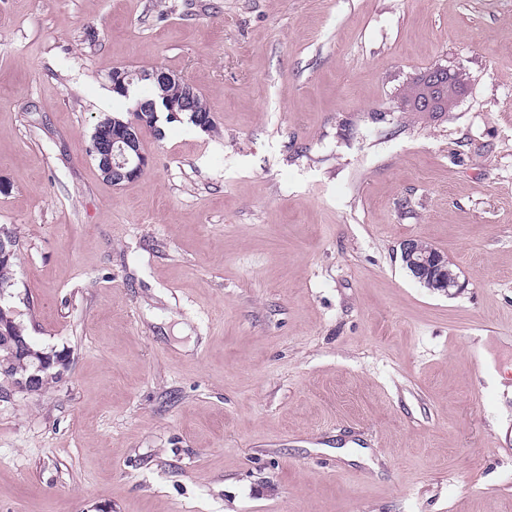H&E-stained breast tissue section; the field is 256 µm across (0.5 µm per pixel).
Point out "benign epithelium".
<instances>
[{
  "label": "benign epithelium",
  "instance_id": "benign-epithelium-1",
  "mask_svg": "<svg viewBox=\"0 0 512 512\" xmlns=\"http://www.w3.org/2000/svg\"><path fill=\"white\" fill-rule=\"evenodd\" d=\"M145 82L152 87L165 89L177 85L184 91L183 112L200 111L198 93L183 76L163 67L151 71L131 73L126 68L112 70V91L118 95H128V84L133 79ZM421 97L415 100H400L396 108L403 112L415 107L433 111L442 104L450 102L456 95L457 87L448 77V70L436 67L425 72L420 78ZM154 131V127L141 121L132 127L120 129L95 143L93 152L98 154L99 168L103 176L114 186L135 181L143 176L149 166V158L142 150L144 136ZM401 260L408 273L423 286L433 290L452 294L460 288L459 274L452 268L448 257L436 248H426L416 239H406L400 244ZM16 353L32 358V372L18 379L7 389L0 390V401L9 399L17 393L32 394L40 385L43 375L52 370L63 374L67 366V355L63 352L34 353L21 336L14 337Z\"/></svg>",
  "mask_w": 512,
  "mask_h": 512
}]
</instances>
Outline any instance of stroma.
<instances>
[{
  "label": "stroma",
  "mask_w": 512,
  "mask_h": 512,
  "mask_svg": "<svg viewBox=\"0 0 512 512\" xmlns=\"http://www.w3.org/2000/svg\"><path fill=\"white\" fill-rule=\"evenodd\" d=\"M117 67L215 121L120 186ZM434 67L452 109L398 111ZM0 181L70 357L0 402V512H512V0H0ZM400 250L401 260L408 273L426 288L452 295V289L461 287L459 274L440 250L425 248L416 239L401 242Z\"/></svg>",
  "instance_id": "stroma-1"
}]
</instances>
